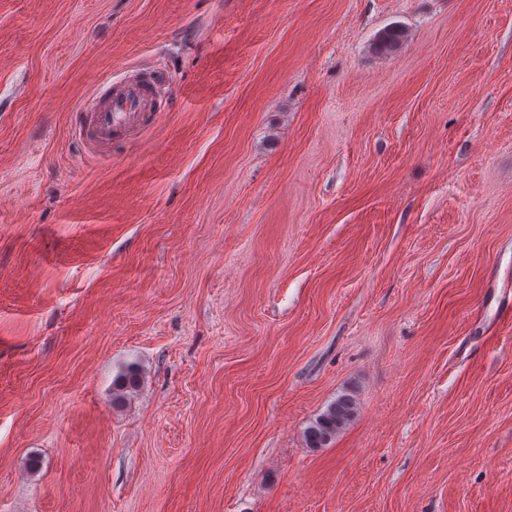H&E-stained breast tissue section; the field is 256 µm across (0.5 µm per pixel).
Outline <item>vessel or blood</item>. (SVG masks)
Listing matches in <instances>:
<instances>
[{"mask_svg": "<svg viewBox=\"0 0 512 512\" xmlns=\"http://www.w3.org/2000/svg\"><path fill=\"white\" fill-rule=\"evenodd\" d=\"M162 81L158 71L139 68L113 81L106 93L92 92L78 137L104 149L113 139L136 135L154 123Z\"/></svg>", "mask_w": 512, "mask_h": 512, "instance_id": "obj_1", "label": "vessel or blood"}]
</instances>
